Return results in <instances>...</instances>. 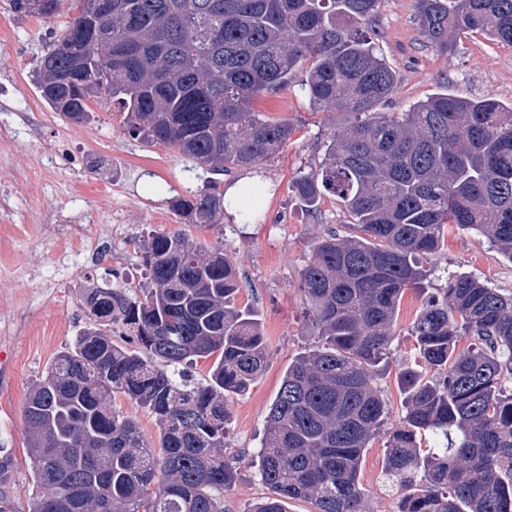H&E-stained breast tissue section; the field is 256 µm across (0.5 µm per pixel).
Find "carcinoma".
Segmentation results:
<instances>
[{"mask_svg": "<svg viewBox=\"0 0 512 512\" xmlns=\"http://www.w3.org/2000/svg\"><path fill=\"white\" fill-rule=\"evenodd\" d=\"M10 0L20 18L70 15L38 60V88L80 123L94 99L118 103L128 133L193 159L209 174L171 201L200 229L223 224L218 175L252 169L292 136L252 104L298 82L337 118L320 166L292 184L309 210L338 199L354 234L317 241L301 290L319 345L288 365L249 464L271 494L248 512H369L360 485L368 443L388 409L376 377L389 363L405 291L425 290L421 260L446 226L485 234L512 263V104L436 93L404 112L378 106L397 77L362 29L379 0ZM441 53L479 33L512 45V0H415ZM146 281L82 293L89 322L32 385L24 418L33 492L27 512H225L241 461L224 453L226 397L265 371L258 313L221 240L158 232L143 247ZM423 364L399 379L406 414L385 448L397 512H512V295L467 273L428 296L411 326ZM462 336L474 339L456 349ZM210 361L207 374L193 368ZM152 414L158 437L116 409ZM430 434L436 446L421 448Z\"/></svg>", "mask_w": 512, "mask_h": 512, "instance_id": "carcinoma-1", "label": "carcinoma"}]
</instances>
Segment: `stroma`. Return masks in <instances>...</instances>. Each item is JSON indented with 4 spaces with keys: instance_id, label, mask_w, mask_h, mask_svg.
Returning <instances> with one entry per match:
<instances>
[{
    "instance_id": "1",
    "label": "stroma",
    "mask_w": 512,
    "mask_h": 512,
    "mask_svg": "<svg viewBox=\"0 0 512 512\" xmlns=\"http://www.w3.org/2000/svg\"><path fill=\"white\" fill-rule=\"evenodd\" d=\"M62 19H20L0 0V448L13 467L6 483L19 506L32 492L24 410L31 385L87 320L80 292L100 279L106 265L68 253L60 225L80 224L94 240L119 227L130 243L114 287L140 279L141 244L155 232L181 229L170 209L173 196L202 187L204 173L190 159L130 136L117 106L98 102L92 117L75 123L40 97L35 67L43 40ZM369 35L395 71L398 86L381 109L401 112L449 87L468 97L512 102V46L480 34L461 36L453 53L431 47L415 20L414 0H380ZM261 115L292 123L295 132L265 162L256 177L268 188L248 224L225 222L223 230H194L206 244L223 240L235 260L240 304L258 310L268 344V365L242 395L227 399L231 413L225 446L230 456L253 454L284 372L313 346L300 291V275L317 238L345 234L347 214L335 198L310 212L290 189L295 178L318 167L332 125L313 111L299 88L264 94L254 105ZM428 288L445 287L459 272L473 275L503 294L512 293V263L474 230L448 226L439 252L424 259ZM423 297L406 291L397 319L388 369L377 378L389 415L368 444L360 482L371 512H396L400 494L386 487L381 472L386 442L404 414L398 370L416 357L410 325Z\"/></svg>"
}]
</instances>
